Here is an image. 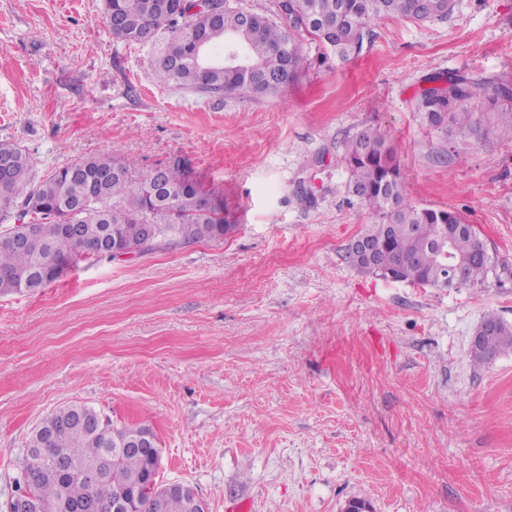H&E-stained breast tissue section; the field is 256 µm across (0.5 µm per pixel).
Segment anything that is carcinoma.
<instances>
[{"mask_svg":"<svg viewBox=\"0 0 512 512\" xmlns=\"http://www.w3.org/2000/svg\"><path fill=\"white\" fill-rule=\"evenodd\" d=\"M455 0H275L279 21L246 9L237 0H104L103 9L112 38L148 46L156 53L152 79L175 84L221 102L227 95L266 96L284 91L309 65L300 38L309 36L328 54L345 61L358 53L371 26L384 17L416 22L448 19ZM224 47L223 59L201 67L194 62L200 44ZM512 100V88L488 87L463 75H450L444 84L424 88L416 111L433 126L465 131L475 125L466 103L473 98ZM0 219L24 208V216L37 225L39 250L0 243V295L35 293L46 287L37 281L40 268L54 261L72 265L103 259L115 241L141 237L144 226H157L154 250L224 238V207L213 200L195 172L174 157L145 178L129 177L130 160L102 154L57 167L43 176L33 173L29 155L19 145L0 142ZM349 171L348 192L370 209L373 221L360 238L377 246L374 264L395 278L418 285L467 287L483 284L495 264L481 258L486 242L456 210L423 207L405 194L408 173L397 160L388 138L372 129L357 133L347 142L344 156ZM77 225L72 230L71 225ZM446 230H441V225ZM450 240L445 262L437 250L441 234ZM461 275L452 282V273ZM484 325L498 331L481 339L472 351L482 364L512 348V327L493 314ZM113 421L105 418L101 431L90 428L75 405H66L43 418L27 447L45 448L47 454H67L72 461L63 479L22 472L20 493H30L52 505L85 503L87 512H112L123 489L146 482L151 474L150 455L126 452L112 460ZM105 465L110 474L95 486L80 476L86 466ZM135 512H191L188 501L177 493L157 509L146 493L137 497Z\"/></svg>","mask_w":512,"mask_h":512,"instance_id":"1","label":"carcinoma"}]
</instances>
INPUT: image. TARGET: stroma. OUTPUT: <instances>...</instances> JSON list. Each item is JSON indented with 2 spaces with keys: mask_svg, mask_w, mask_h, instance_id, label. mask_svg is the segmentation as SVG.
<instances>
[{
  "mask_svg": "<svg viewBox=\"0 0 512 512\" xmlns=\"http://www.w3.org/2000/svg\"><path fill=\"white\" fill-rule=\"evenodd\" d=\"M310 59L288 89L222 104L153 82L149 48L113 40L102 0H0V141L33 170L97 154L133 180L185 159L224 205V239L86 260L0 296V512L26 442L83 403L149 427L159 484L207 512H512V349L474 363L487 314L512 326V137L428 125L426 77L512 87V0H457L443 22L385 18L348 60ZM384 131L420 206L462 213L495 269L436 288L355 269L368 209L344 144Z\"/></svg>",
  "mask_w": 512,
  "mask_h": 512,
  "instance_id": "35a3bbf8",
  "label": "stroma"
}]
</instances>
